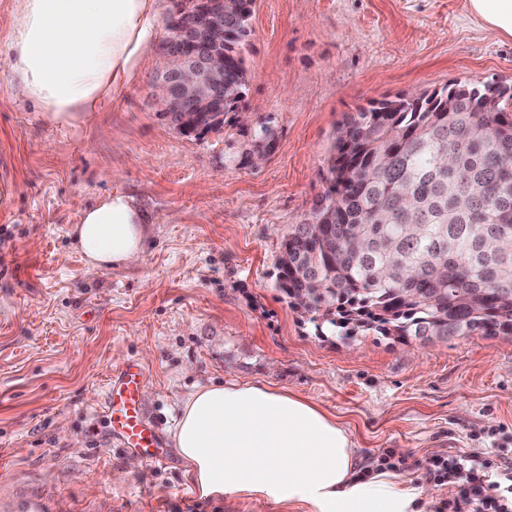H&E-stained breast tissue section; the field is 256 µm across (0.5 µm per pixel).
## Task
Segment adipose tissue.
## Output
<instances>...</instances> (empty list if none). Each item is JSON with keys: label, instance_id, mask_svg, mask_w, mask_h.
Segmentation results:
<instances>
[{"label": "adipose tissue", "instance_id": "ef3b65f1", "mask_svg": "<svg viewBox=\"0 0 512 512\" xmlns=\"http://www.w3.org/2000/svg\"><path fill=\"white\" fill-rule=\"evenodd\" d=\"M11 39L14 94L70 127L106 110L154 36L155 0H22ZM147 218L115 191L74 233L95 271L137 258ZM173 448L203 499L243 497L297 512H423L415 476H364L347 427L310 400L260 384L212 383L184 400Z\"/></svg>", "mask_w": 512, "mask_h": 512}]
</instances>
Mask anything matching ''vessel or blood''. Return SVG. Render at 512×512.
Masks as SVG:
<instances>
[{"mask_svg": "<svg viewBox=\"0 0 512 512\" xmlns=\"http://www.w3.org/2000/svg\"><path fill=\"white\" fill-rule=\"evenodd\" d=\"M144 369L130 360L111 376L105 394V420L108 434L128 448L139 450L146 461L161 464L165 456L162 442L154 428L147 423L141 402Z\"/></svg>", "mask_w": 512, "mask_h": 512, "instance_id": "obj_1", "label": "vessel or blood"}]
</instances>
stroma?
I'll list each match as a JSON object with an SVG mask.
<instances>
[{
  "label": "stroma",
  "mask_w": 512,
  "mask_h": 512,
  "mask_svg": "<svg viewBox=\"0 0 512 512\" xmlns=\"http://www.w3.org/2000/svg\"><path fill=\"white\" fill-rule=\"evenodd\" d=\"M21 0H0V512H273L200 500L169 442L180 407L212 381L257 382L348 426L366 460L393 448L448 512L431 458H512V336L408 346L319 336L277 286L292 227L328 187L346 117L458 82L512 84V36L468 0H256L247 89L214 136L179 133L155 106V52L117 102L58 128L11 88ZM277 134L243 160L254 128ZM115 191L147 215L143 253L88 271L72 229ZM146 369L142 405L166 461L111 440V370Z\"/></svg>",
  "instance_id": "stroma-1"
}]
</instances>
